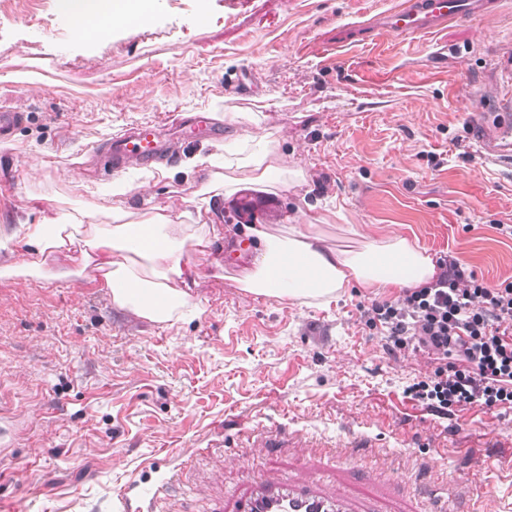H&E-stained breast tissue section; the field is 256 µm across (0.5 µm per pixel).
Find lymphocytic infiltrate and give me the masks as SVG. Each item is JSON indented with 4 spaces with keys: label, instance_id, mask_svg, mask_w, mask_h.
I'll list each match as a JSON object with an SVG mask.
<instances>
[{
    "label": "lymphocytic infiltrate",
    "instance_id": "1",
    "mask_svg": "<svg viewBox=\"0 0 512 512\" xmlns=\"http://www.w3.org/2000/svg\"><path fill=\"white\" fill-rule=\"evenodd\" d=\"M437 264L428 285L364 307L365 326L383 332L391 349L431 350L433 372L410 388L417 400L441 411L512 409V281L492 288L453 257Z\"/></svg>",
    "mask_w": 512,
    "mask_h": 512
}]
</instances>
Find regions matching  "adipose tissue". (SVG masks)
Returning <instances> with one entry per match:
<instances>
[{"label":"adipose tissue","instance_id":"1","mask_svg":"<svg viewBox=\"0 0 512 512\" xmlns=\"http://www.w3.org/2000/svg\"><path fill=\"white\" fill-rule=\"evenodd\" d=\"M77 29L141 19L148 0H63ZM248 153L227 151L223 174L204 180L199 189L201 207L212 208L237 200L246 190L270 192L303 188V167L287 166L279 144L268 135L247 136ZM185 212H145L129 220L127 212L113 211L112 221L100 224L85 213L52 217L27 225V260L0 268L6 275H34L44 269L46 257L64 256L81 266L101 271L112 301L140 317L164 322L191 304L184 285L192 273L183 260L185 243L208 245L204 227L185 224ZM254 238V272L246 283L250 293L287 298L302 304L329 301L349 284L362 288H420L437 274L426 249L408 238L383 233L359 251L327 247L311 225H289L287 238L270 234L265 225L249 224Z\"/></svg>","mask_w":512,"mask_h":512}]
</instances>
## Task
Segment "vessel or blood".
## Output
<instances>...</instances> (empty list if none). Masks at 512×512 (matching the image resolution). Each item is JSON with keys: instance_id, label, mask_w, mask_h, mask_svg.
<instances>
[{"instance_id": "obj_1", "label": "vessel or blood", "mask_w": 512, "mask_h": 512, "mask_svg": "<svg viewBox=\"0 0 512 512\" xmlns=\"http://www.w3.org/2000/svg\"><path fill=\"white\" fill-rule=\"evenodd\" d=\"M483 0H401L386 11L382 31L390 38L408 36L444 26L448 21L479 17ZM187 137H217L223 132L208 114L176 117ZM112 169L121 172L130 165L169 163L175 153L158 127L143 125L133 133H117L108 145ZM224 512H418L412 501L388 498L382 491L350 488L342 480L325 479L319 471L285 482L264 479L225 503Z\"/></svg>"}]
</instances>
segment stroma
Masks as SVG:
<instances>
[{
	"label": "stroma",
	"mask_w": 512,
	"mask_h": 512,
	"mask_svg": "<svg viewBox=\"0 0 512 512\" xmlns=\"http://www.w3.org/2000/svg\"><path fill=\"white\" fill-rule=\"evenodd\" d=\"M399 0H153L141 20L77 31L58 0H0V108L24 115L0 142V267L20 263V231L54 211H195L203 172L144 170L112 196L96 147L180 112H207L224 134L195 154L223 155L273 134L308 190L248 192L213 209L217 239L186 252L193 309L157 324L118 309L93 271L50 260V276L0 277V512H128L142 486L177 478L153 512H218L259 477L323 466L324 442L359 486L431 468L452 496L484 486L512 503V409L442 413L407 388L434 369L424 347L393 352L364 307L395 288L342 289L302 305L244 291L253 247L243 227L319 225L327 246L381 228L455 257L487 285L512 281V158L481 151L485 123L512 96V0L486 14L392 40L375 30ZM481 99L461 111L457 92ZM282 425L270 448L245 427ZM373 443L345 448L349 430ZM497 445L485 447L487 434ZM24 468H17V461Z\"/></svg>",
	"instance_id": "35a3bbf8"
}]
</instances>
